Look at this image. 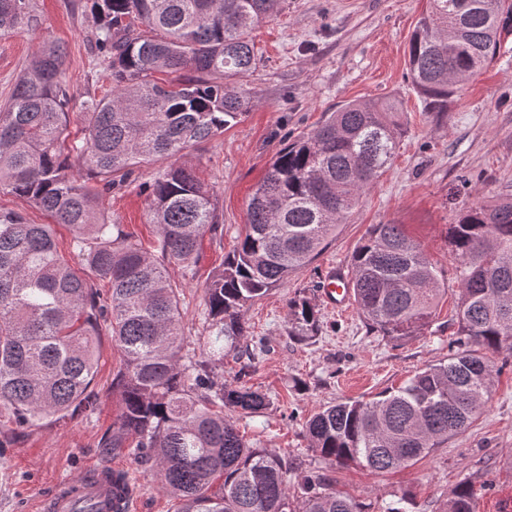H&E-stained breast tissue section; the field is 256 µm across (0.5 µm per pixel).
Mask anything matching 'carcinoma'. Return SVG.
Here are the masks:
<instances>
[{
  "mask_svg": "<svg viewBox=\"0 0 512 512\" xmlns=\"http://www.w3.org/2000/svg\"><path fill=\"white\" fill-rule=\"evenodd\" d=\"M282 0H91L93 61L112 94L90 96L70 130L64 52L46 42L0 108V193L47 213L35 224L0 208V407L21 426L78 415L95 404L93 337L109 320L120 366V414L101 447L128 449L178 512H365L319 467L301 474L255 448L234 414L270 405L262 393L213 378L224 354L266 352L244 314L320 255L339 225L391 165L401 135L393 102L347 103L283 148L249 198L248 224L205 289L200 353L185 349L180 285L167 267L195 275L200 242L220 229L213 191L179 159L224 132L249 99L229 85L257 65L252 33ZM410 40L408 78L427 112H446L464 78L490 64L512 33V0H429ZM34 22L31 0H0V34ZM177 74L173 80L160 74ZM79 160L84 175L72 170ZM164 164L140 184L156 239L146 244L98 207L134 168ZM68 228L75 269L56 242ZM459 284L448 358L372 401L324 405L303 423L309 449L372 473L410 466L482 414L493 381L487 353L512 357V200L474 204L448 225ZM357 312L371 333L402 344L424 334L448 293L438 270L400 224H375L348 264ZM108 286L101 297L94 281ZM288 335L312 338L318 311L289 301ZM478 348H472V345ZM477 504L470 482L444 512Z\"/></svg>",
  "mask_w": 512,
  "mask_h": 512,
  "instance_id": "1",
  "label": "carcinoma"
}]
</instances>
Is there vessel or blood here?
<instances>
[{"mask_svg": "<svg viewBox=\"0 0 512 512\" xmlns=\"http://www.w3.org/2000/svg\"><path fill=\"white\" fill-rule=\"evenodd\" d=\"M347 279L342 270L329 267L323 280L325 300L333 306L344 307L349 300ZM91 503L97 512H112L120 507L121 512H131L133 504L123 500L112 501V469L108 466H94L77 479L66 481L59 489L39 502L40 512H78L83 503Z\"/></svg>", "mask_w": 512, "mask_h": 512, "instance_id": "b4317fda", "label": "vessel or blood"}]
</instances>
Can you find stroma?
Masks as SVG:
<instances>
[{
  "label": "stroma",
  "mask_w": 512,
  "mask_h": 512,
  "mask_svg": "<svg viewBox=\"0 0 512 512\" xmlns=\"http://www.w3.org/2000/svg\"><path fill=\"white\" fill-rule=\"evenodd\" d=\"M31 5L34 26L0 35V106L46 39L66 50L75 101L110 93L109 70L93 64L89 53L95 29L90 0H31ZM426 8L427 0H284L282 11L254 30L261 62L243 84L251 108L221 135L184 153L185 162L213 187L224 233L204 237L193 281H184L180 267L168 272L182 285L188 342L198 347L206 316L204 287L236 245L247 222L248 198L280 150L346 103L398 100L403 134L392 165L337 228L326 250L247 310L249 331L265 337L268 353L243 378L235 356H227L218 377L269 398V408L237 420L254 447L294 459L304 469L323 467L336 492L358 499L366 512H386L404 496L413 501L411 512H441L449 492L463 480L477 491L478 512H512V359L504 355L491 357L493 385L480 418L409 467L373 474L354 465L321 463L302 429L323 404L372 399L447 358L448 321L459 294L448 227L474 204L491 206L512 198V34L504 36L491 64L463 81L447 112H427L406 77L410 39ZM99 206L127 231L154 238L137 185L102 194ZM375 224L404 225L448 290L431 329L398 346L369 333L356 308L338 312L323 295L325 268L347 266ZM299 296L316 306L324 324L306 342L288 334V301ZM95 343L94 409L24 429L0 409V512H37L39 499L61 481L103 462L128 475L134 512H177L178 501L144 466L131 455H114L100 446L119 414L112 379L120 359L108 329H101Z\"/></svg>",
  "instance_id": "1"
}]
</instances>
